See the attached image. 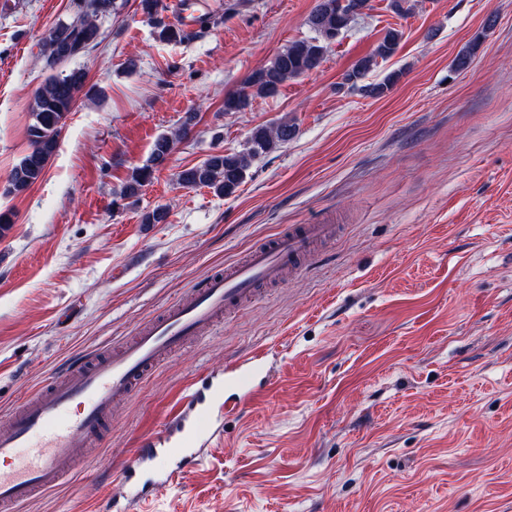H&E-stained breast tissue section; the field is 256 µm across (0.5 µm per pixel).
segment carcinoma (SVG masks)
<instances>
[{"instance_id": "obj_1", "label": "carcinoma", "mask_w": 512, "mask_h": 512, "mask_svg": "<svg viewBox=\"0 0 512 512\" xmlns=\"http://www.w3.org/2000/svg\"><path fill=\"white\" fill-rule=\"evenodd\" d=\"M370 0H318L308 18L314 36L293 42L278 52L266 66L252 72L239 90L226 96L224 111L238 112L251 99L276 95L288 80L296 79L316 69L336 40L335 33L344 30L355 16L369 7ZM74 16L52 27L42 41L41 53L51 68L68 63L98 45L100 16L119 9L116 0H71ZM403 39V32H386L371 54L359 59L345 72L339 87L368 90L381 96L398 80L399 74L388 75L383 82L370 88L362 79L376 65L394 55ZM86 74L79 68L53 73L34 93L29 125V150L8 175V191L21 193L36 183L55 154L66 119L85 85ZM296 135V126L279 121L256 127L250 138L251 146L242 153L215 152L202 163L180 171L177 182L184 187H208L214 192L233 195L243 184L254 156L288 143ZM179 135H162L153 145L150 159L136 168L125 185L122 196H133L150 182L154 172L171 153Z\"/></svg>"}]
</instances>
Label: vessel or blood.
I'll list each match as a JSON object with an SVG mask.
<instances>
[{
  "instance_id": "obj_1",
  "label": "vessel or blood",
  "mask_w": 512,
  "mask_h": 512,
  "mask_svg": "<svg viewBox=\"0 0 512 512\" xmlns=\"http://www.w3.org/2000/svg\"><path fill=\"white\" fill-rule=\"evenodd\" d=\"M333 224H286L224 270L210 273L184 297L145 323L132 339L72 361L0 418V512L20 508L57 487L76 468L78 451L104 445L117 406L131 398L166 358L241 310L261 285L284 280L311 260L317 243L336 237ZM266 355L225 363L211 379L193 382L163 429L140 438L119 467L122 491L108 512H135L198 462L224 434V419L241 413L263 389ZM177 458L155 469L156 458Z\"/></svg>"
}]
</instances>
